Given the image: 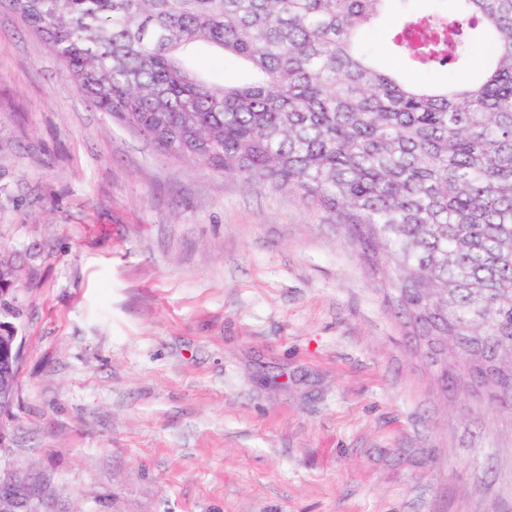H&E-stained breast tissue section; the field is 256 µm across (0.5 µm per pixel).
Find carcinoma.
I'll list each match as a JSON object with an SVG mask.
<instances>
[{
	"label": "carcinoma",
	"instance_id": "1",
	"mask_svg": "<svg viewBox=\"0 0 512 512\" xmlns=\"http://www.w3.org/2000/svg\"><path fill=\"white\" fill-rule=\"evenodd\" d=\"M443 86L400 79L362 34ZM0 0L78 91L162 152L328 209L401 316L512 399V0ZM246 83L189 71L196 43Z\"/></svg>",
	"mask_w": 512,
	"mask_h": 512
}]
</instances>
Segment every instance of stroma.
Returning <instances> with one entry per match:
<instances>
[{
  "label": "stroma",
  "mask_w": 512,
  "mask_h": 512,
  "mask_svg": "<svg viewBox=\"0 0 512 512\" xmlns=\"http://www.w3.org/2000/svg\"><path fill=\"white\" fill-rule=\"evenodd\" d=\"M0 258L19 512H512V407L443 385L334 215L160 152L6 10ZM19 329L10 321L0 318V406L14 400L17 376L21 362Z\"/></svg>",
  "instance_id": "stroma-1"
}]
</instances>
